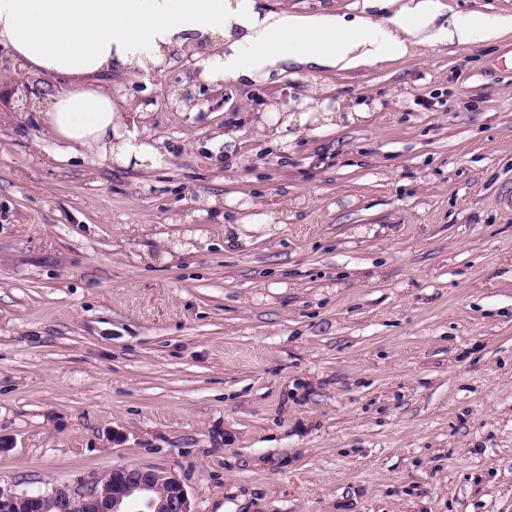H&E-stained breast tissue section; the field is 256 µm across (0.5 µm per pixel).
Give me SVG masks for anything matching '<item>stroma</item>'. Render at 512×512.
Instances as JSON below:
<instances>
[{
	"instance_id": "1",
	"label": "stroma",
	"mask_w": 512,
	"mask_h": 512,
	"mask_svg": "<svg viewBox=\"0 0 512 512\" xmlns=\"http://www.w3.org/2000/svg\"><path fill=\"white\" fill-rule=\"evenodd\" d=\"M435 2L350 69L113 70L145 167L56 162L61 84L0 44L1 487L132 464L195 512H512V29L441 34L512 0ZM455 34L461 42L486 41L498 36L499 31L490 27L479 15L457 16L452 20Z\"/></svg>"
}]
</instances>
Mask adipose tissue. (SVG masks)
Instances as JSON below:
<instances>
[{
	"mask_svg": "<svg viewBox=\"0 0 512 512\" xmlns=\"http://www.w3.org/2000/svg\"><path fill=\"white\" fill-rule=\"evenodd\" d=\"M434 17L432 0L402 6L386 25L331 15L261 17L224 0H0V43L23 70L66 79L41 114L66 154L82 148L128 165L145 161L149 150L113 140L120 108L99 81L113 66L147 71L174 43L195 40L229 46L211 57L205 69L211 79L254 82L292 59L350 68L405 53L410 36Z\"/></svg>",
	"mask_w": 512,
	"mask_h": 512,
	"instance_id": "adipose-tissue-1",
	"label": "adipose tissue"
}]
</instances>
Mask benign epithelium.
<instances>
[{
  "label": "benign epithelium",
  "instance_id": "7a95c632",
  "mask_svg": "<svg viewBox=\"0 0 512 512\" xmlns=\"http://www.w3.org/2000/svg\"><path fill=\"white\" fill-rule=\"evenodd\" d=\"M0 512H194L173 474L116 465L74 486L17 493L0 487Z\"/></svg>",
  "mask_w": 512,
  "mask_h": 512
}]
</instances>
